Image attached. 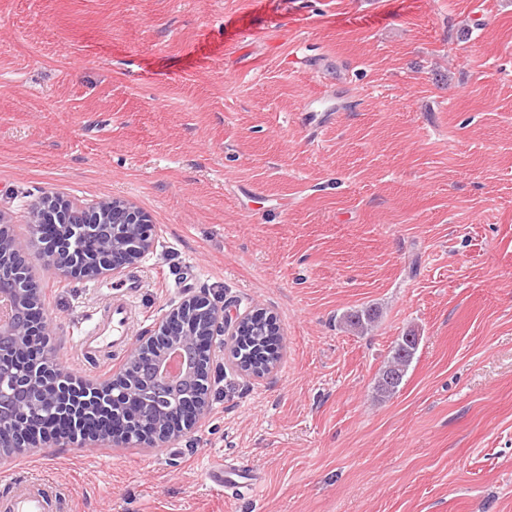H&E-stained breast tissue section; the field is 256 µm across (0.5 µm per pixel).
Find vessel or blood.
I'll list each match as a JSON object with an SVG mask.
<instances>
[{
    "instance_id": "vessel-or-blood-1",
    "label": "vessel or blood",
    "mask_w": 512,
    "mask_h": 512,
    "mask_svg": "<svg viewBox=\"0 0 512 512\" xmlns=\"http://www.w3.org/2000/svg\"><path fill=\"white\" fill-rule=\"evenodd\" d=\"M135 317L128 294L112 298L98 313L96 322L80 337L78 344L85 354L112 360L119 355ZM207 483L221 490H245L257 495L261 480L257 474H244L241 466L219 461L205 472ZM8 491L0 496V512H65V505L53 479H10Z\"/></svg>"
}]
</instances>
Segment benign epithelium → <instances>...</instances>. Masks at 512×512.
I'll use <instances>...</instances> for the list:
<instances>
[{
	"mask_svg": "<svg viewBox=\"0 0 512 512\" xmlns=\"http://www.w3.org/2000/svg\"><path fill=\"white\" fill-rule=\"evenodd\" d=\"M28 224L32 237L22 241L0 218V297L12 303L9 320L0 321V459L47 442L49 414L66 422L60 441L78 436L92 447L153 448L191 432L208 407L213 338L238 336L248 320L271 316L257 310L230 321L215 300L192 296L169 310L152 334L138 337L127 357L151 367L169 383L166 391L125 381L124 364L108 382H76L52 363L38 285L25 261L28 245L40 244L48 265L66 277H116L149 251L148 219L122 200L81 204L47 195L29 206ZM47 224L63 225L61 236L48 238ZM30 347L41 349L43 365L21 373L11 359ZM174 354L184 361L176 378L164 373Z\"/></svg>",
	"mask_w": 512,
	"mask_h": 512,
	"instance_id": "1",
	"label": "benign epithelium"
}]
</instances>
